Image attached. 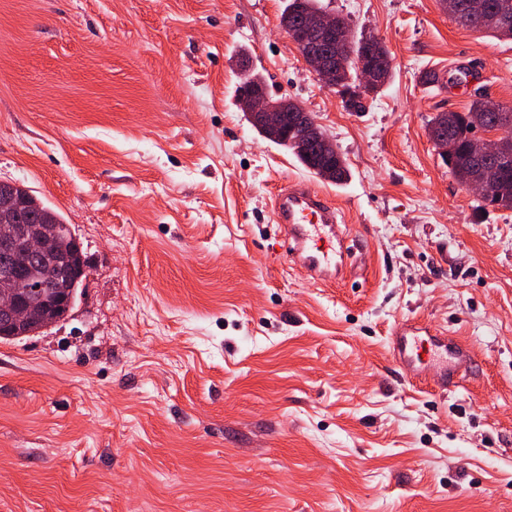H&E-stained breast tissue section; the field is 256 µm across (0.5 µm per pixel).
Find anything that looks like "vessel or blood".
I'll return each instance as SVG.
<instances>
[{
	"label": "vessel or blood",
	"mask_w": 512,
	"mask_h": 512,
	"mask_svg": "<svg viewBox=\"0 0 512 512\" xmlns=\"http://www.w3.org/2000/svg\"><path fill=\"white\" fill-rule=\"evenodd\" d=\"M274 215L284 240L285 263L318 281L340 273L339 212L327 205L319 191L304 182L280 189L274 198ZM391 353L408 373H419L430 364L437 366L448 384L466 361L459 344L405 324L397 325L392 334Z\"/></svg>",
	"instance_id": "vessel-or-blood-1"
}]
</instances>
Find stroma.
Masks as SVG:
<instances>
[{
	"label": "stroma",
	"mask_w": 512,
	"mask_h": 512,
	"mask_svg": "<svg viewBox=\"0 0 512 512\" xmlns=\"http://www.w3.org/2000/svg\"><path fill=\"white\" fill-rule=\"evenodd\" d=\"M286 3L0 0V181L89 263L67 317L0 340V512H512V209L481 207L428 135L476 94L512 106V42L441 0H321L394 58L346 112ZM243 56L346 182L251 127ZM297 181L351 231L342 278L277 258L272 201ZM405 321L471 347L456 391L393 361ZM294 104V111L298 112L296 116V126L300 130L298 137L291 140L297 150L306 151L309 143H318L324 152L334 154L335 145L330 136L315 121L312 115L307 112L300 103L291 100Z\"/></svg>",
	"instance_id": "1"
}]
</instances>
